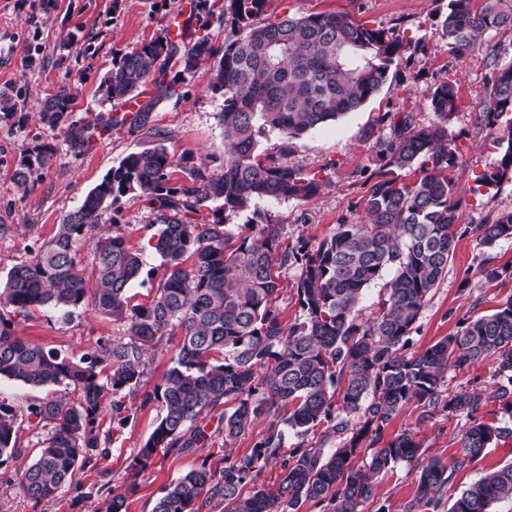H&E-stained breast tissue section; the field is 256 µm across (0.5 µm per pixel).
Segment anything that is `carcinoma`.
Returning <instances> with one entry per match:
<instances>
[{
    "mask_svg": "<svg viewBox=\"0 0 512 512\" xmlns=\"http://www.w3.org/2000/svg\"><path fill=\"white\" fill-rule=\"evenodd\" d=\"M448 0L443 36L448 53L462 56L491 30L512 24V9L503 0ZM265 0H224L222 17L230 27L224 50L216 56L206 36L173 37L168 29L139 49L112 57L101 79L105 101L133 106L130 122L100 113L93 122H68L71 89L62 86L41 100L43 120L67 124V141L75 156L85 154L93 139L112 127L147 130L158 144L125 156L70 212L56 235L15 265L0 290V305L16 311L50 305L69 317L91 306L127 324V336L108 341L79 358L25 341L13 322L0 314V379L30 387L64 385L82 393L72 403L43 399L28 414L49 427L36 460L19 477L20 490L37 502L54 498L73 485L77 468L106 457L100 419L105 392L112 393L111 421L129 418L117 395L137 390L145 375V348L181 331L178 352L163 383L142 394L141 407L159 401L164 414L130 462L134 474L145 470L158 450L186 451L205 439L208 414L228 402L219 425L224 446H232L252 423L266 428L254 448L224 458L217 474L206 464L166 486L151 512H298L309 501L319 512H360L374 495V481L402 462L417 466L412 503L437 512L453 473L479 459L494 442L512 436V428L486 423L480 412L487 397L462 387L442 394L448 369L463 371L491 359L502 382L490 398L512 417V298L489 314L463 320L459 329L416 354L408 352L421 311L448 270L456 232L458 200L448 172L457 156L448 139V122L458 110L457 81L439 83L428 108L436 122L420 126L412 113H385L388 132L377 139L376 181L363 198L366 222L342 223L312 245L301 239L280 249V225L252 224L234 234L222 219H193L206 199L226 211H245L256 199L308 201L326 182L284 163L261 157L260 139L275 133L282 149L350 112L360 110L388 83L392 68L410 47L400 32L368 28L348 15L309 14L260 21ZM215 59L212 91L223 98L224 170L217 176L196 165L194 156H179L166 145L168 136L153 126V112L169 97L175 83L199 62ZM178 67L170 73L168 64ZM155 96L141 101L142 87ZM483 112L493 129L512 111V65L494 76ZM495 166L477 179L478 186L499 188L512 178V126L498 140ZM54 157L44 146L23 162L21 180ZM180 167L194 187L175 186L172 169ZM411 172L416 179L407 181ZM140 192L161 225L154 248L164 270L147 305H132L130 284L141 275L142 260L124 236L93 235L108 201ZM478 245L512 240V211L491 224L465 227ZM91 239L97 271L95 287L80 275L77 245ZM190 265H185L186 261ZM298 272L297 295L302 321L282 325L273 306L277 292L274 269ZM390 277H385V274ZM385 280L384 298L369 323L357 320L368 286ZM427 404L419 421L437 409L466 419L458 440L459 456L448 468L423 462L415 435L403 432L381 444L385 428L407 404ZM292 411L283 415L285 406ZM327 433L319 444L304 438L319 425ZM302 441L284 451L285 432ZM18 414L0 399V466L19 456ZM336 447L325 450L330 438ZM371 439L366 463L357 464L364 439ZM281 469L276 488L255 485L268 466ZM253 490L245 494L243 488ZM134 482L112 492L104 512H126ZM512 500V462L461 490L448 512H491Z\"/></svg>",
    "mask_w": 512,
    "mask_h": 512,
    "instance_id": "obj_1",
    "label": "carcinoma"
}]
</instances>
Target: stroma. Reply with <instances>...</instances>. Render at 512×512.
Listing matches in <instances>:
<instances>
[{
	"mask_svg": "<svg viewBox=\"0 0 512 512\" xmlns=\"http://www.w3.org/2000/svg\"><path fill=\"white\" fill-rule=\"evenodd\" d=\"M184 0H0V100L13 104L0 112V284L9 270L30 257L32 249L51 239L65 216L76 209L85 194L130 152L154 146L146 131L119 126L93 141L92 148L76 157L68 150L65 126L42 122L37 101L58 87H69L74 102L69 121L86 123L101 110L99 84L112 66L113 54L139 49L168 26ZM448 0H266L264 17L317 13L347 14L370 27L397 28L411 38L412 46L399 62L392 85L361 110L317 128L297 140L290 151H282L281 140L272 134L262 139L264 156L323 178L320 196L297 200H261L250 209L224 213L234 232L246 225L272 222L281 227V245L288 248L305 238L318 243L332 234L337 224L362 223L360 203L377 170L373 162L376 141L385 133L384 113L410 112L423 126L435 122L427 107L430 91L444 80L457 81L459 108L448 125V138L457 154V165L449 176L460 199L458 237L448 273L433 290L418 320L410 345L419 353L456 331L460 321L492 312L512 297V240L491 247L477 245L469 229L487 224L502 211H512V182L499 190L477 189L475 178L491 169L499 156L498 129L485 127L480 114L487 90L497 69L512 64V28L488 32L479 47L462 56L449 53L442 20ZM212 61L199 66L174 87L153 114V124L167 133L177 152H189L207 173H220L224 165V127L219 119L223 100L211 89ZM54 150L51 164L35 171L26 183L15 173L25 157L40 146ZM155 215L134 194L118 197L103 211L97 234L119 233L138 250L144 271L150 277L135 283L132 303L148 304L163 272V260L154 249L159 229ZM501 270L500 279L486 281L484 271ZM18 336L69 356L98 349L103 340L126 334L124 324L90 307L63 317L52 306L12 313ZM179 336L165 337L148 353L147 375L141 392L123 396L128 422L112 427L108 455L94 466L78 469L74 480L85 496L80 510L71 506L73 491L50 501L36 502L19 489L22 467L36 456L45 428L29 418L27 407L43 398L62 396L76 402L79 392L62 385L32 388L14 380L0 381V398L18 413V459L0 466V512H101L109 491L128 476V465L152 432L160 413L159 404L142 406V391L161 384L170 360L178 351ZM422 405H406L385 429L384 440L408 431L422 443L425 459L453 465L457 441L464 421L438 412L422 419ZM217 419H209L206 442L188 452L158 453L138 473V489L127 501V512H151L162 489L200 463L213 470L224 467L225 453L250 452L261 438L264 421H256L232 450H225L224 435ZM512 461V437L486 449L468 467L453 477L452 491H461L487 472ZM416 471L401 463L376 480V494L362 512H405L415 490Z\"/></svg>",
	"mask_w": 512,
	"mask_h": 512,
	"instance_id": "obj_1",
	"label": "stroma"
}]
</instances>
